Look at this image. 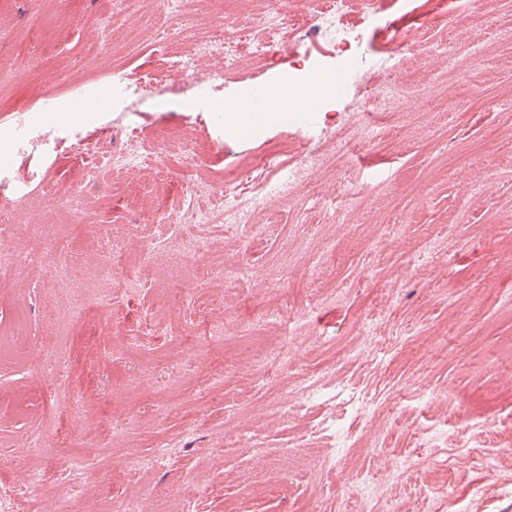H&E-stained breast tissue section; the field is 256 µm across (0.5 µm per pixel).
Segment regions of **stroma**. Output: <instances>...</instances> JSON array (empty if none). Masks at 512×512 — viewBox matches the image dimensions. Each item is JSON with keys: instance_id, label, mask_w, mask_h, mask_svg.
Segmentation results:
<instances>
[{"instance_id": "1", "label": "stroma", "mask_w": 512, "mask_h": 512, "mask_svg": "<svg viewBox=\"0 0 512 512\" xmlns=\"http://www.w3.org/2000/svg\"><path fill=\"white\" fill-rule=\"evenodd\" d=\"M107 0H0V59L11 80L0 86V164L12 179L0 194L22 208V227L0 225L36 271L0 289V326L27 316L31 361L0 358V391L27 394L28 412L0 406V483L40 474L15 512H54L70 480L63 455L97 464L109 498L87 483L72 512H110L112 496L137 486L156 496L147 512H512V467L485 461L512 450V0H476L454 15L438 0H382L376 18L351 13L360 41L354 56H386L397 35L413 32L436 57L430 80L408 61L409 105L366 118L358 142L350 113L358 97L334 90L309 134L285 116L256 133L224 128V103L252 84L287 79L291 64L243 59L215 87L206 71L182 81L170 74L174 52H154L157 31L176 27L162 15H115L99 60L88 39ZM154 73L139 97L110 88L108 71ZM95 98L110 107L84 120ZM138 128L139 149L159 143L188 148L193 160L163 182L152 171L92 190L82 212L83 238L44 262L43 236H59L72 193L87 174L84 153L100 134ZM45 130L47 142L20 151L19 126ZM308 143L321 159L310 180L284 197L250 273L211 277L210 262L233 264L231 235L212 228L195 254L194 228L142 222L177 209L186 184H211L273 144ZM131 247L167 238L187 256L185 293L165 297L166 274L151 271L130 289L111 276L104 247L111 235ZM108 307L91 306L94 294ZM305 315L293 336L260 321L272 306ZM223 319L225 342L205 334ZM407 338H398V331ZM284 357L267 372L255 360L271 338ZM61 361L80 428L57 418L45 448L19 462L34 413L61 402L36 361ZM317 374L342 379L373 399L326 436L309 441L330 402L303 409L296 383ZM224 380L220 390L209 386ZM440 391L427 403L426 390ZM290 412H283V405ZM447 441L419 447L435 427ZM171 440L165 465H154L160 440ZM145 460L140 473L126 460ZM366 479L362 499L348 492L353 473Z\"/></svg>"}]
</instances>
